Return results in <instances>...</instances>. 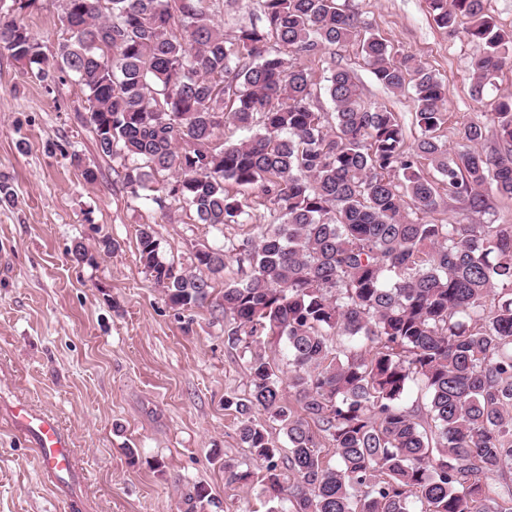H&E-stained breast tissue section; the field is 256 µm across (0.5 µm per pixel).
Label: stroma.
Returning a JSON list of instances; mask_svg holds the SVG:
<instances>
[{"label": "stroma", "mask_w": 512, "mask_h": 512, "mask_svg": "<svg viewBox=\"0 0 512 512\" xmlns=\"http://www.w3.org/2000/svg\"><path fill=\"white\" fill-rule=\"evenodd\" d=\"M371 31L413 54L447 86L442 133L457 145L460 128L489 123L487 103L512 92V67L497 75L484 103L471 93L473 47L443 31L426 0H350ZM24 22L47 46L64 31L53 0ZM317 79L352 71L366 105L411 121L412 91L376 82L357 44L312 58ZM89 103L73 79L42 83L0 55V413L17 401L52 414L69 434L78 470L45 475L20 438L0 427V512H189L185 495L205 485V512H268L257 491L228 483L225 461H249L239 420L226 399L246 397L250 373L230 348L222 312L173 306L139 261L137 230L152 225L163 261L191 267L198 250L252 235L247 224L215 230L174 203L133 199L104 157L85 117ZM80 164H73L72 155ZM97 171L87 183L83 169ZM490 208L467 211L443 199L435 224H512V199L490 194ZM118 248L98 251L101 239ZM83 242L96 257L73 261ZM135 449L128 457L127 449Z\"/></svg>", "instance_id": "obj_1"}]
</instances>
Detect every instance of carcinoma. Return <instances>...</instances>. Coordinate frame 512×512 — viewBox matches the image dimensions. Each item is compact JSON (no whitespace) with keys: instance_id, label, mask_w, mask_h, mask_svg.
Here are the masks:
<instances>
[{"instance_id":"cac0c4a2","label":"carcinoma","mask_w":512,"mask_h":512,"mask_svg":"<svg viewBox=\"0 0 512 512\" xmlns=\"http://www.w3.org/2000/svg\"><path fill=\"white\" fill-rule=\"evenodd\" d=\"M35 2L0 0V50L38 81L75 78L132 197L150 191L218 229L250 218L230 183L277 214L256 237L194 257L212 274L230 255L248 266L217 308L228 344L249 353L250 392L228 405L264 472L226 461L227 482L258 485L281 512H512L489 484L512 481V224L419 218L441 187L478 213L490 188L512 198V93L491 103L493 146L470 122L454 150L440 135L444 81L363 31L344 0H247L249 22L231 38L217 23L224 0H56L67 38L52 50L20 20ZM427 4L437 27L466 34L482 99L512 59V32L486 0ZM353 41L382 87L412 89V144L396 113L361 103L347 69L326 77L333 111L320 110L299 60ZM229 120L247 135L222 141ZM137 237L171 304L209 301L212 280L163 261L152 225ZM268 339L285 342L288 371L270 362ZM418 383L423 415L406 404ZM255 409L279 423L288 453ZM188 502L211 504L208 488Z\"/></svg>"}]
</instances>
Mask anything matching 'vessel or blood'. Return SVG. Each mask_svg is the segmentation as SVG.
Returning a JSON list of instances; mask_svg holds the SVG:
<instances>
[{"instance_id": "obj_1", "label": "vessel or blood", "mask_w": 512, "mask_h": 512, "mask_svg": "<svg viewBox=\"0 0 512 512\" xmlns=\"http://www.w3.org/2000/svg\"><path fill=\"white\" fill-rule=\"evenodd\" d=\"M9 425L33 450L46 474H71L76 469L75 454L68 436L44 412L18 404L11 407Z\"/></svg>"}]
</instances>
